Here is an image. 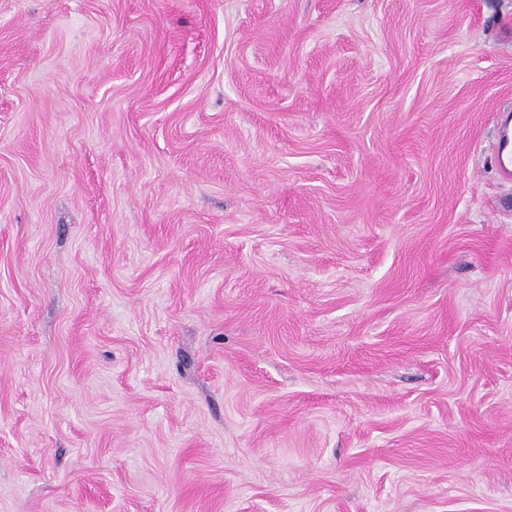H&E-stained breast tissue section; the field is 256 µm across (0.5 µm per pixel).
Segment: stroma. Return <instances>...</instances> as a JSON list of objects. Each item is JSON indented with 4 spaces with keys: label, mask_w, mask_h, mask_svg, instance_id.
I'll return each instance as SVG.
<instances>
[{
    "label": "stroma",
    "mask_w": 512,
    "mask_h": 512,
    "mask_svg": "<svg viewBox=\"0 0 512 512\" xmlns=\"http://www.w3.org/2000/svg\"><path fill=\"white\" fill-rule=\"evenodd\" d=\"M512 0H0V512H512ZM510 116L501 119L498 124V139L496 143V164L498 170L504 175H512V145L509 133Z\"/></svg>",
    "instance_id": "obj_1"
}]
</instances>
